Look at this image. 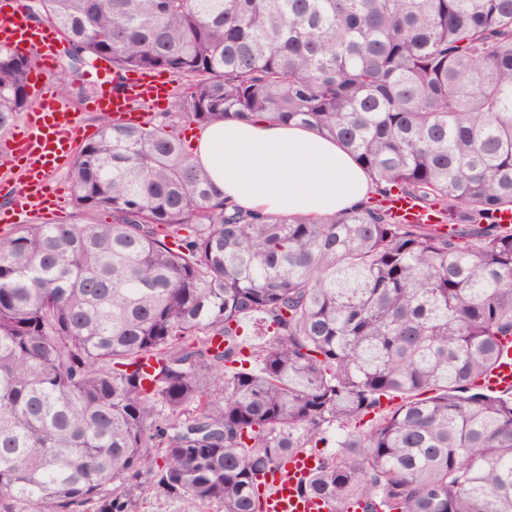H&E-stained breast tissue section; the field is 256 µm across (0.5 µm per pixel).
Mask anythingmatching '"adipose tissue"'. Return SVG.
I'll return each instance as SVG.
<instances>
[{
	"label": "adipose tissue",
	"instance_id": "ef3b65f1",
	"mask_svg": "<svg viewBox=\"0 0 512 512\" xmlns=\"http://www.w3.org/2000/svg\"><path fill=\"white\" fill-rule=\"evenodd\" d=\"M194 146L225 199L246 211L321 218L365 201L373 188L336 141L307 127L227 120L199 131Z\"/></svg>",
	"mask_w": 512,
	"mask_h": 512
}]
</instances>
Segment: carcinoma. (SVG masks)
Instances as JSON below:
<instances>
[{
  "mask_svg": "<svg viewBox=\"0 0 512 512\" xmlns=\"http://www.w3.org/2000/svg\"><path fill=\"white\" fill-rule=\"evenodd\" d=\"M26 10L67 66L177 86L78 151L74 207L109 220L0 237V512H140L147 491L263 512L260 474L297 452L330 512H512V394L477 385L512 338V0ZM32 67L0 47L1 135ZM257 117L336 139L373 196L321 220L224 202L175 129Z\"/></svg>",
  "mask_w": 512,
  "mask_h": 512,
  "instance_id": "1",
  "label": "carcinoma"
}]
</instances>
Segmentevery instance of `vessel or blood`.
Wrapping results in <instances>:
<instances>
[{
	"mask_svg": "<svg viewBox=\"0 0 512 512\" xmlns=\"http://www.w3.org/2000/svg\"><path fill=\"white\" fill-rule=\"evenodd\" d=\"M0 46L35 57L31 89L34 104L25 113L20 131L0 138L12 176L0 178V196L7 202L11 222H20L31 213H43L50 206L49 185L55 174L66 167L85 137L77 113L59 99L46 75L52 72L64 47L61 33L48 24H32L25 18L19 0H0ZM90 79L99 91L92 101L96 111L131 122L143 115L134 103L155 106L166 101L168 88L152 74H128L122 91L111 89L112 67L93 64ZM493 393H512V340H503L497 366L481 380ZM313 457L298 454L281 468L261 476L266 486L264 512H326L321 499L299 496L298 482L314 469Z\"/></svg>",
	"mask_w": 512,
	"mask_h": 512,
	"instance_id": "b4317fda",
	"label": "vessel or blood"
}]
</instances>
